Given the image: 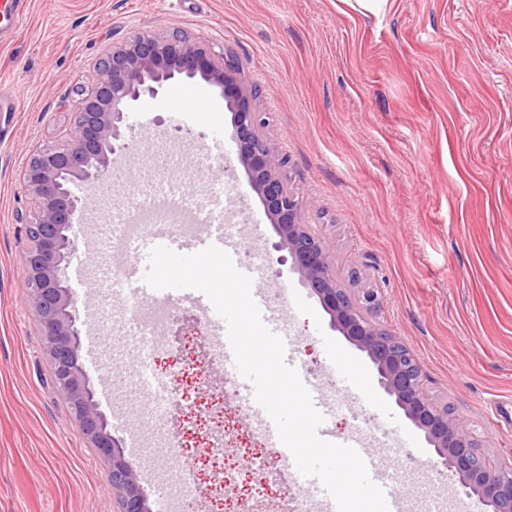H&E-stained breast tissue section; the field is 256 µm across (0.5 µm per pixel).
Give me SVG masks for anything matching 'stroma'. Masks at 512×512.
I'll use <instances>...</instances> for the list:
<instances>
[{
	"label": "stroma",
	"instance_id": "obj_1",
	"mask_svg": "<svg viewBox=\"0 0 512 512\" xmlns=\"http://www.w3.org/2000/svg\"><path fill=\"white\" fill-rule=\"evenodd\" d=\"M174 29L237 59L259 89L264 132L288 160L304 220L338 283L377 292L369 317L415 356L428 394L464 420L480 452L512 463V0H388L376 16L349 0H27L15 33L0 34V512H116L106 466L53 384L25 286L22 219L31 201L22 171L31 150L63 141L105 49L143 30ZM185 102L209 119L188 125L178 112ZM123 135L128 149L101 180L73 187L80 223L100 226L72 237V258L96 264L113 230L106 217L125 206L130 188L175 178L181 145L207 151L192 189L217 186L224 204H237L243 235L263 248L260 289L287 291L300 367L329 399L343 379L361 388L358 410L330 400L328 426L341 438L364 413L387 416L389 445L379 457L404 504L417 510L444 487L479 512L381 389L367 355L332 328L283 261L238 162L221 88L174 79L127 110ZM64 280L90 348L112 296L96 295L93 275L78 278L74 267ZM209 333L188 307L157 330L155 367L175 391L167 436L188 444L183 461L193 467L220 438L226 456L267 455L247 404L224 390ZM85 372L94 392L111 385L104 414H122L134 431L125 458L155 512L160 491L140 462L141 451H161L153 423L124 401L120 379L95 365ZM290 473L250 465L261 512L304 503Z\"/></svg>",
	"mask_w": 512,
	"mask_h": 512
}]
</instances>
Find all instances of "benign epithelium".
Here are the masks:
<instances>
[{
    "mask_svg": "<svg viewBox=\"0 0 512 512\" xmlns=\"http://www.w3.org/2000/svg\"><path fill=\"white\" fill-rule=\"evenodd\" d=\"M181 76L197 77L224 88L234 111L238 160L248 185L263 202L292 267L318 296L332 326L365 352L384 391L425 434L440 463L453 469L486 512H512V464L493 463L479 454L464 421L426 392L415 357L395 336L372 322L366 312L379 306L378 295L353 294L336 281L330 254L308 230L302 196L284 178L285 157L262 133L264 121L253 107L256 86L240 77L231 55L217 57L180 31L157 36L140 31L109 47L95 80L83 93L65 140L32 152L23 182L33 204L26 222V286L52 365L55 386L72 406L89 447L107 464V482L118 501L117 512H148L138 479L121 445L107 429L90 381L80 363L81 330L61 271L70 254L67 231L78 214L71 191L76 181L95 184L126 150L121 125L129 106L157 95Z\"/></svg>",
    "mask_w": 512,
    "mask_h": 512,
    "instance_id": "7a95c632",
    "label": "benign epithelium"
}]
</instances>
